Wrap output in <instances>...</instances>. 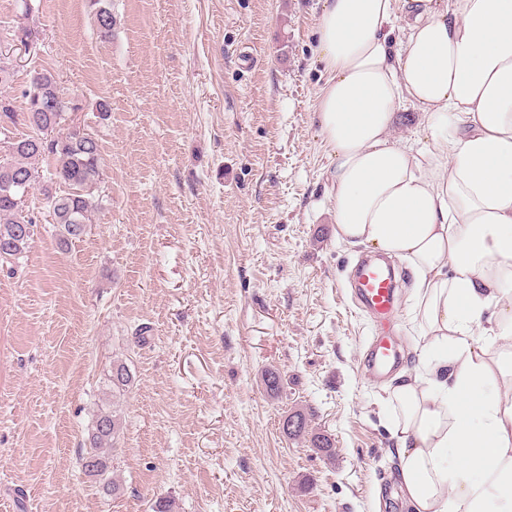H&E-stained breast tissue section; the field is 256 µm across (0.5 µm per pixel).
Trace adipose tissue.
I'll return each instance as SVG.
<instances>
[{
  "instance_id": "obj_1",
  "label": "adipose tissue",
  "mask_w": 512,
  "mask_h": 512,
  "mask_svg": "<svg viewBox=\"0 0 512 512\" xmlns=\"http://www.w3.org/2000/svg\"><path fill=\"white\" fill-rule=\"evenodd\" d=\"M319 4L336 237L413 276L423 367L386 389L405 503L512 512V0ZM407 103L430 147L394 135Z\"/></svg>"
}]
</instances>
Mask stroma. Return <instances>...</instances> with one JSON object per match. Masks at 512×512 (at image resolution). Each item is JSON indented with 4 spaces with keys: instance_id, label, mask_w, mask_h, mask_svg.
<instances>
[{
    "instance_id": "obj_1",
    "label": "stroma",
    "mask_w": 512,
    "mask_h": 512,
    "mask_svg": "<svg viewBox=\"0 0 512 512\" xmlns=\"http://www.w3.org/2000/svg\"><path fill=\"white\" fill-rule=\"evenodd\" d=\"M30 3L0 0L7 92L54 74L105 176L65 250L31 190L32 241L0 261V512H408L386 383L362 369L378 324L349 275L367 248L337 242L327 198L318 0H106L108 36L89 0ZM411 285L393 319L408 372ZM116 360L132 375L117 399ZM109 407L114 496L78 463ZM297 408L331 453L283 433Z\"/></svg>"
}]
</instances>
